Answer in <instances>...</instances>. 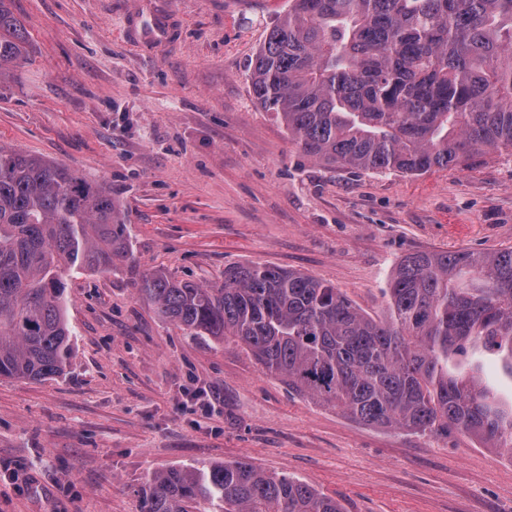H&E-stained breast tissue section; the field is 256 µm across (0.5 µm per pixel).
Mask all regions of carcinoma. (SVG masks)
Segmentation results:
<instances>
[{
  "label": "carcinoma",
  "mask_w": 512,
  "mask_h": 512,
  "mask_svg": "<svg viewBox=\"0 0 512 512\" xmlns=\"http://www.w3.org/2000/svg\"><path fill=\"white\" fill-rule=\"evenodd\" d=\"M22 23L0 0V75L25 59ZM255 99L307 157L422 174L512 149V0H292L250 66ZM133 264L109 191L62 163L0 145V378L67 373L66 276ZM139 294L196 336L232 337L288 387L371 426L456 430L512 450V406L448 360L480 344L512 369V248L404 257L377 322L297 271L224 270L203 287L160 270ZM142 512H342L336 499L242 461L148 475Z\"/></svg>",
  "instance_id": "cac0c4a2"
}]
</instances>
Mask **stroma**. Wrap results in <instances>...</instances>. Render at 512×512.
Wrapping results in <instances>:
<instances>
[{"label": "stroma", "instance_id": "35a3bbf8", "mask_svg": "<svg viewBox=\"0 0 512 512\" xmlns=\"http://www.w3.org/2000/svg\"><path fill=\"white\" fill-rule=\"evenodd\" d=\"M139 2H10L29 57L0 75V145L108 187L136 267L67 275L65 376L0 379V512H140L149 473L235 460L344 512H512V451L361 424L234 341L164 322L136 288L143 271L209 286L261 264L386 319L404 257L512 247V153L414 175L327 167L250 89L288 0H160L172 37L158 47L126 35ZM448 370L512 403L504 357L477 346Z\"/></svg>", "mask_w": 512, "mask_h": 512}]
</instances>
